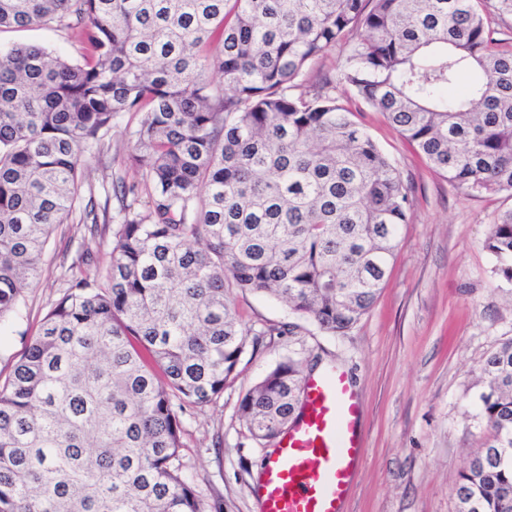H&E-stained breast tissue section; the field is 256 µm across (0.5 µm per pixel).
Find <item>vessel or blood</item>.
<instances>
[{
    "instance_id": "b4317fda",
    "label": "vessel or blood",
    "mask_w": 512,
    "mask_h": 512,
    "mask_svg": "<svg viewBox=\"0 0 512 512\" xmlns=\"http://www.w3.org/2000/svg\"><path fill=\"white\" fill-rule=\"evenodd\" d=\"M304 408L254 484L260 512H346L363 440L345 373L310 377Z\"/></svg>"
}]
</instances>
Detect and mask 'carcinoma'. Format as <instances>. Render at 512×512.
Here are the masks:
<instances>
[{"instance_id": "cac0c4a2", "label": "carcinoma", "mask_w": 512, "mask_h": 512, "mask_svg": "<svg viewBox=\"0 0 512 512\" xmlns=\"http://www.w3.org/2000/svg\"><path fill=\"white\" fill-rule=\"evenodd\" d=\"M512 0H0V28L57 23L80 59L0 53V335L80 198L81 156L141 115L113 192L112 258L68 291L0 382V512H218L179 460L183 415L224 393L246 330L226 289L325 333L370 309L408 188L310 65L346 41L339 82L469 195H512ZM147 208L135 204L140 194ZM485 248L512 286V210ZM488 440L458 512H512V341L484 360ZM306 376L278 363L241 397L270 442Z\"/></svg>"}]
</instances>
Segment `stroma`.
Listing matches in <instances>:
<instances>
[{
	"mask_svg": "<svg viewBox=\"0 0 512 512\" xmlns=\"http://www.w3.org/2000/svg\"><path fill=\"white\" fill-rule=\"evenodd\" d=\"M32 44L69 59L78 53L67 30L49 27L0 30V47ZM353 120L391 159L410 189L401 248L390 263L375 303L349 330L332 335L292 314L281 302L233 288L229 296L245 329L263 332L246 348L237 377L213 405L185 417L180 461L200 490L221 499L224 512H259L252 488L255 471L274 453L256 442L237 409L245 392L277 363L299 360L341 369L352 382L362 415L364 457L347 512H457L453 489L485 439L473 416L483 390L480 367L501 344L512 341V290L495 273L497 260L484 247L492 224L512 209L506 193L470 196L435 173L382 113L362 102ZM135 113L123 114L105 135L103 148L82 155L83 188L106 199L115 172L135 181L123 159ZM99 267L111 262L112 227L90 231L79 214L58 226L46 247L39 283L25 293L18 317L0 337V372L8 373L45 314L62 297L69 267L83 251ZM298 324L296 335L269 336L270 326ZM222 448H214L216 438Z\"/></svg>",
	"mask_w": 512,
	"mask_h": 512,
	"instance_id": "stroma-1",
	"label": "stroma"
}]
</instances>
